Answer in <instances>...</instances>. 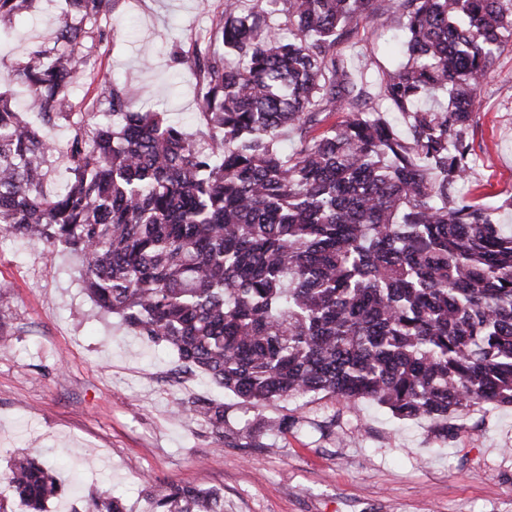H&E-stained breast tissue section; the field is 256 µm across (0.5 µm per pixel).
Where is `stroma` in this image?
<instances>
[{"label": "stroma", "instance_id": "stroma-1", "mask_svg": "<svg viewBox=\"0 0 512 512\" xmlns=\"http://www.w3.org/2000/svg\"><path fill=\"white\" fill-rule=\"evenodd\" d=\"M65 0H36L7 46L0 73L49 37ZM222 0H121L102 18L73 89L78 112H100L99 74L142 87L143 109L165 104L190 120L198 96L174 66V47L191 49L219 16ZM398 25L352 24L340 47L362 70L369 92L396 60ZM468 137L474 171L461 197L493 208L512 231V42L482 84ZM0 474L26 452L53 463L65 492L50 512L83 507L112 486L127 512H151L149 489L169 483L220 491L224 512H512V407L480 405L455 420L447 437L428 422L394 418L374 404L310 395L261 409L289 417L287 433L258 448L219 446L209 424L176 416L175 400L223 403L233 429L248 417L236 398L202 372L175 374L173 355L119 327L87 296L77 260L0 233Z\"/></svg>", "mask_w": 512, "mask_h": 512}]
</instances>
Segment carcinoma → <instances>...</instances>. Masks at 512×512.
Masks as SVG:
<instances>
[{
    "label": "carcinoma",
    "mask_w": 512,
    "mask_h": 512,
    "mask_svg": "<svg viewBox=\"0 0 512 512\" xmlns=\"http://www.w3.org/2000/svg\"><path fill=\"white\" fill-rule=\"evenodd\" d=\"M32 2L0 0V37ZM374 2L224 0L209 39L173 53L201 90L190 131L108 76L94 88L107 111H73L81 48L119 0H66L51 40L3 77L0 231L69 252L102 312L246 413L325 392L446 437L450 417L512 406V232L454 192L477 161L467 131L512 39V0H391L404 60L372 98L337 46L352 21L381 22ZM60 155L68 180L49 196ZM176 410L221 445L288 431L286 416L226 430L215 402ZM8 477L29 512L62 493L36 457H14ZM152 508L224 512V496L173 484ZM85 512L126 507L105 488Z\"/></svg>",
    "instance_id": "cac0c4a2"
}]
</instances>
